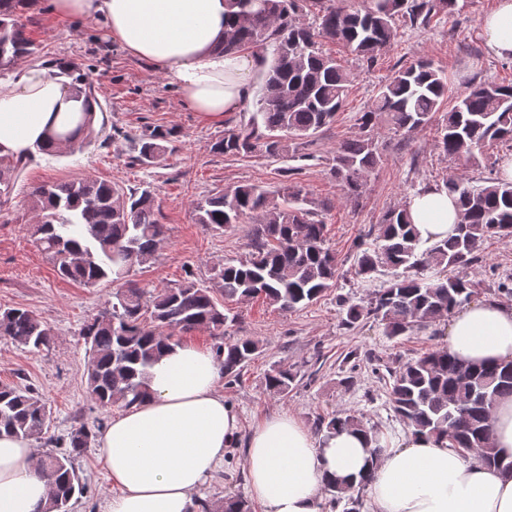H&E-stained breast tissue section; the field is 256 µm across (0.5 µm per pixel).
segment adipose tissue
Listing matches in <instances>:
<instances>
[{
	"label": "adipose tissue",
	"instance_id": "adipose-tissue-1",
	"mask_svg": "<svg viewBox=\"0 0 512 512\" xmlns=\"http://www.w3.org/2000/svg\"><path fill=\"white\" fill-rule=\"evenodd\" d=\"M56 14L101 22L106 36L176 86L185 106L211 119L240 111L250 97L256 58L222 49L224 0H51ZM486 47L512 58V0H496L484 19ZM84 111L68 83L43 67L23 66L0 80V151L26 156L63 137ZM421 241L448 238L458 222L454 199L429 188L409 200ZM448 350L467 362L512 361V305H462L448 324ZM214 355L189 343L167 351L151 369L144 403L113 417L97 442L121 489L104 512H192L193 495L243 447L251 499L263 512H321L328 480L367 478L370 512H512V471L481 452H459L408 434L372 460L359 432L317 437L278 412L241 436L236 412L219 391ZM49 488L30 440L0 436V512H43Z\"/></svg>",
	"mask_w": 512,
	"mask_h": 512
}]
</instances>
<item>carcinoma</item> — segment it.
<instances>
[{
	"label": "carcinoma",
	"instance_id": "1",
	"mask_svg": "<svg viewBox=\"0 0 512 512\" xmlns=\"http://www.w3.org/2000/svg\"><path fill=\"white\" fill-rule=\"evenodd\" d=\"M28 0H0V74L35 54L26 35L20 8ZM457 0H226L230 23L224 51L273 48L261 86L258 110L225 122L224 136L211 151L226 156L260 154L289 157L295 141L307 139L332 124L345 106L351 74L320 50L323 39L350 49L366 66L396 38L394 21L425 25L437 14L454 12ZM312 21H306V17ZM55 75L70 80L83 98L84 120L69 136L68 148L82 150L98 138L94 127L102 105L92 87L69 65ZM449 97L445 72L428 59L396 71L380 88L371 108L358 118L360 134L342 142L331 159L330 175L346 197L357 200L381 161L372 135L382 120L397 131L423 130L442 114L438 147L453 160H471L494 142H512V85L484 84L457 97L441 112ZM172 133L149 126L131 136L134 159L144 167L165 159ZM27 160L0 155V200L13 192ZM436 187L455 198L460 223L450 238L424 246L414 232L406 206L387 211L372 247L362 251L355 274L371 277L381 268L394 271L387 287L378 289L365 305L343 301V324L379 319L386 335L412 334L448 316L479 294L478 283L450 268H472L481 247L491 237H512V181L490 176L480 185L445 178ZM36 220L29 227L35 246L59 275L87 287L103 281L115 284L114 302L87 321L86 392L102 408L141 404L149 394L150 370L163 350L179 342L178 335L204 329L216 341L215 356L227 384L237 382L253 359L258 344L242 337L228 342L223 298H261L281 311H293L317 300L336 284V254L327 244L325 224L313 218L303 188L293 181L280 197L257 184H242L207 195L193 206V219L207 230L221 232L254 221L250 251L214 269L212 284L185 280L176 286L142 288L129 279L134 267L153 262L164 237L162 214L153 192H129L98 179L44 184L30 193ZM0 337L39 352L50 346L51 331L34 312L0 310ZM392 383L389 402L399 419L416 435L448 441L465 453L482 451L493 463L489 418L493 402L512 396V362L476 366L458 362L448 349H436L395 368L386 367ZM300 371L280 366L265 375L266 390L286 395ZM51 411L31 387L0 385V434L26 439L45 434ZM315 432L326 436L343 430L362 432L380 452L379 429L354 414L332 412L313 420ZM100 430L84 424L55 441L60 452L40 460L49 486L44 512H71L70 503L83 493L76 460L97 440ZM332 512H361L363 489L351 490L336 480L325 487ZM222 512H252L241 495L224 499Z\"/></svg>",
	"mask_w": 512,
	"mask_h": 512
}]
</instances>
